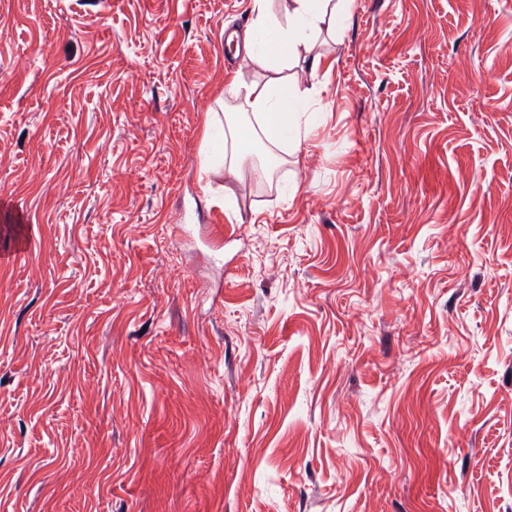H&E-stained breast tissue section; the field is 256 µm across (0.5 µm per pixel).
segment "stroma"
<instances>
[{
  "instance_id": "1",
  "label": "stroma",
  "mask_w": 512,
  "mask_h": 512,
  "mask_svg": "<svg viewBox=\"0 0 512 512\" xmlns=\"http://www.w3.org/2000/svg\"><path fill=\"white\" fill-rule=\"evenodd\" d=\"M250 18L0 0V512H512V0H354L263 182ZM311 88L305 87L300 79L270 77L264 82L239 83L234 78L229 92L243 96L251 117L244 123L231 118L227 129L218 126L213 119L205 124L204 142L213 140L214 146L206 156V162L215 167L225 166L229 174H235L239 166L251 154L252 141L265 140L278 146H299L306 137L312 113L301 125V119L311 110ZM261 135L262 138L259 136ZM231 139V152L228 153V139Z\"/></svg>"
}]
</instances>
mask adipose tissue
<instances>
[{
	"mask_svg": "<svg viewBox=\"0 0 512 512\" xmlns=\"http://www.w3.org/2000/svg\"><path fill=\"white\" fill-rule=\"evenodd\" d=\"M271 2L252 0L242 63L268 69L272 78L251 84L231 82L230 93L243 98L250 112L246 122L232 119L221 127L210 119L205 124L204 139L213 145L207 162L231 174L248 159L252 141L296 146L305 138L301 119L311 109V90L300 79L284 77L282 71L297 65L313 73L319 70L321 58L314 47L322 32L336 33L352 0H288L280 16L273 13Z\"/></svg>",
	"mask_w": 512,
	"mask_h": 512,
	"instance_id": "adipose-tissue-1",
	"label": "adipose tissue"
}]
</instances>
